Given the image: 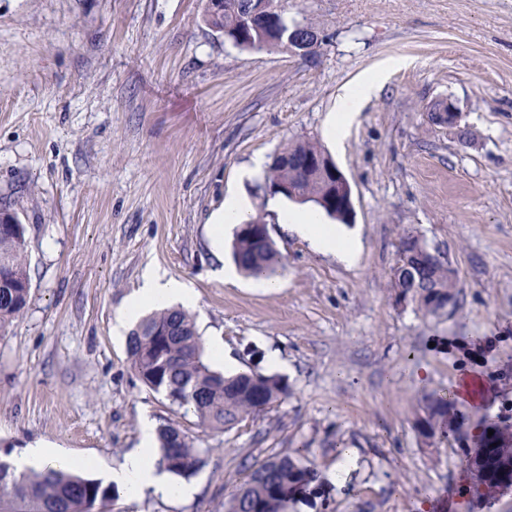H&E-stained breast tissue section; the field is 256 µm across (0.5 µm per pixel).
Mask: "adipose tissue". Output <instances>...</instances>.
<instances>
[{"label": "adipose tissue", "instance_id": "ef3b65f1", "mask_svg": "<svg viewBox=\"0 0 512 512\" xmlns=\"http://www.w3.org/2000/svg\"><path fill=\"white\" fill-rule=\"evenodd\" d=\"M377 83V77L370 75L359 84L346 87L338 95L326 121V135L333 144L342 143L349 119L376 89ZM278 219L289 230L308 239L317 251L333 254L345 264L355 261L359 249L357 241L341 235L333 226L322 224L317 213L282 207L278 210ZM195 302L194 290L187 282L150 269L144 273L139 288L130 297L123 317L127 320L135 318L144 309L154 306L178 304L189 308ZM108 479L131 498L140 497L148 489L168 499L185 498L192 493L190 486L172 483L159 471L154 425L148 420L142 424L139 447L109 471Z\"/></svg>", "mask_w": 512, "mask_h": 512}]
</instances>
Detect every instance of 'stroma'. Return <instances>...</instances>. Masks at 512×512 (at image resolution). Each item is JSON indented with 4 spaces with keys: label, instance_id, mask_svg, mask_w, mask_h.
I'll use <instances>...</instances> for the list:
<instances>
[{
    "label": "stroma",
    "instance_id": "obj_1",
    "mask_svg": "<svg viewBox=\"0 0 512 512\" xmlns=\"http://www.w3.org/2000/svg\"><path fill=\"white\" fill-rule=\"evenodd\" d=\"M312 24L313 58L241 49L205 22V0H0V209L26 227L31 296L0 334V458L41 441L94 479L136 448L140 422L173 423L205 453L186 501L118 494L107 512H224L270 456L319 473L288 512H512V491L475 505L461 448L427 444L425 394L464 372L494 378L485 404L455 402L463 432L512 401V0H276ZM378 73L342 147L323 133L340 90ZM459 109L434 125V104ZM300 141L349 179L354 265L280 224L248 174ZM267 224L279 288L251 287L212 243L229 194ZM457 279L450 314L400 307L403 234ZM187 281L202 338L236 372L289 394L234 428L199 427L146 387L118 327L146 269ZM358 462L330 477L338 451Z\"/></svg>",
    "mask_w": 512,
    "mask_h": 512
}]
</instances>
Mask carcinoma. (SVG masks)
Here are the masks:
<instances>
[{
	"mask_svg": "<svg viewBox=\"0 0 512 512\" xmlns=\"http://www.w3.org/2000/svg\"><path fill=\"white\" fill-rule=\"evenodd\" d=\"M245 0H222L225 8L207 24L241 49L278 48L270 36L240 37ZM324 154L310 141L292 144L279 152L293 158H315ZM264 186H289L296 195L312 202L327 215L346 222L342 202L323 193L319 182L295 167L271 163ZM26 228L18 224L12 232H0V332L25 310L31 289L26 258ZM232 259L249 275L275 278L284 269L274 242L251 232H233ZM414 302L431 313L430 305L441 296L457 297L456 277H448V266L431 263L417 273ZM131 365L142 383L161 394L170 405L190 411L200 426L229 430L251 414L260 413L288 396V384L277 375L246 372L226 376L214 369L205 354L194 318L181 309H159L141 319L128 339ZM419 426L425 438L448 437V400L427 394L421 406ZM159 465L181 477L194 475L204 464L203 451L186 433L172 424L157 429ZM317 472L290 455H274L258 464L249 479L228 501L225 512H285L288 504L309 494ZM115 494L101 482L81 474L47 469L18 474L12 463L0 460V512H103Z\"/></svg>",
	"mask_w": 512,
	"mask_h": 512,
	"instance_id": "1",
	"label": "carcinoma"
}]
</instances>
